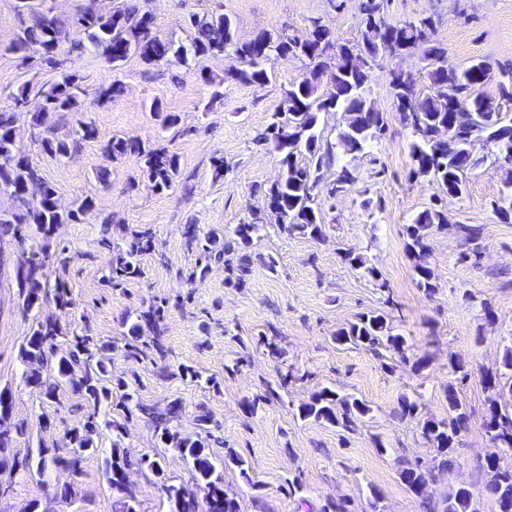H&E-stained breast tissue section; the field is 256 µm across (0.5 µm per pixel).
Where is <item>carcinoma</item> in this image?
<instances>
[{
    "label": "carcinoma",
    "mask_w": 512,
    "mask_h": 512,
    "mask_svg": "<svg viewBox=\"0 0 512 512\" xmlns=\"http://www.w3.org/2000/svg\"><path fill=\"white\" fill-rule=\"evenodd\" d=\"M18 12L25 15L12 49L22 59L36 50L42 61L56 72L54 81L38 88L43 99L42 109L31 114L29 127L37 129L46 124L51 112H78L81 110V88L76 75L60 67L57 51L63 42H70V51H79L84 42L103 50L107 61L114 67L121 66L135 54L147 62L165 59L169 54L190 55L201 61L205 57L226 56L232 59L228 75L248 84L264 86L270 82L271 73L267 62L273 56L287 59L305 58L308 69L302 77L284 90L282 105L271 122L257 134V142L266 144L276 152L283 174L281 179L266 191L269 210L279 224L288 225V231L308 235L314 239L323 236L317 222L315 191L322 180L323 171L333 166L338 154L351 156V161L336 174L332 191H346L351 185L349 174L356 167L354 160L363 153L370 142L386 131L383 113L377 111L368 97L374 66L379 58L393 52L408 51L420 44L423 57H439L447 49L428 43V32L434 20L428 16L417 21L388 22L382 13L380 0H364L362 13L366 27L362 32V47L343 44L347 51L343 64L325 84L322 73L326 69L325 33L322 26H313L304 39L285 32L257 33L249 41L236 36V28L230 17L213 14L208 18L191 20L195 36L190 48H174L153 35V17L135 5L101 6L88 5L69 24L53 15L45 6V0H19ZM503 79L497 85V97L489 98L483 92L488 79L480 63L465 69L448 65V69L428 68L426 75L430 92L421 97L411 92L391 90L393 106L402 115L403 122L411 130L409 143L410 174L425 178L440 187L446 196L461 197L466 189L468 170L479 161L470 152V145L479 139L492 145L500 155L512 152V64L502 68ZM453 81L456 97L453 100L439 94V85ZM340 112L344 127L331 142L324 138L320 128V114ZM18 113L0 111V191L19 196L27 183L40 175L17 145ZM95 130L83 123L77 124L68 137L45 139L42 147L58 156H66L78 141L90 139ZM106 153L113 159L136 155L143 162L142 173L157 191L173 187L179 174L177 157L165 150H145L140 142L114 136L106 144ZM57 191L51 185L41 198L24 199L13 211L0 212V237L12 236L23 239V226L34 224L46 236L59 224H72L92 207V200L85 198L75 202L69 210L56 204ZM448 224L445 207L433 205L421 211L406 227L407 248L413 256L414 272L418 288L428 295L436 292L434 274L428 266L429 238L434 231ZM261 230L251 222L239 224L234 233L237 243L247 248ZM153 236L148 231L136 232L129 248L112 257L105 281L113 286L120 281L140 275L136 256L152 249ZM203 250L210 259L219 260L232 250L224 235L214 232L207 239ZM344 259L352 268L377 280L375 268L367 265L366 257L351 251ZM27 274L16 282L24 310L32 312L42 303V294L48 285L45 258L37 253L24 257ZM63 335L55 322H32L29 335L21 347V358L29 364H44L47 356L56 358L53 366L55 381L43 380L41 371L34 368L28 382L47 386V393L54 392L60 382H65L82 393L87 403L98 411L112 400V391L126 389L123 379H112L110 361L112 344L89 337L74 338L73 344L61 355L54 346L57 337ZM333 340L351 348H367L376 355L389 351L402 361H408V345L404 336L382 311L362 313L357 321L340 329ZM481 382L487 392V408L483 429L492 434L498 447L512 452V346L504 349L499 365L483 372ZM448 416L442 419L426 417L420 424V435L434 449L437 468H452L458 438L466 430L470 415L457 398L453 385L445 389ZM160 431L159 440L165 446L177 450L179 456L192 468L197 489L203 492L206 512H240L237 500L224 492V468L229 465L243 466V460L229 454L224 466L217 465V457L211 449L209 431L210 416H197L198 430L182 433L169 427L181 411V403L173 402L166 412L158 413L151 408H141ZM370 413L369 406L357 398H341L334 390L325 388L315 393L310 401L299 406V416L312 418L330 425L349 427ZM70 455L55 462L73 470L80 458L97 451L95 442L97 422L88 417L82 427L69 431ZM121 434L112 441L110 458L105 461L107 482L117 490H124L125 468L130 466L126 452L121 449ZM483 467L497 470L496 480L485 486L480 493L467 485L451 489L441 501V510L427 512H480L479 500L485 496L496 506V512H512V466L496 463L493 457L485 458ZM433 468L420 463H408L399 472L404 485L415 495L427 496L433 480ZM162 490L168 503L167 512H197V500L185 487L162 481Z\"/></svg>",
    "instance_id": "obj_1"
}]
</instances>
